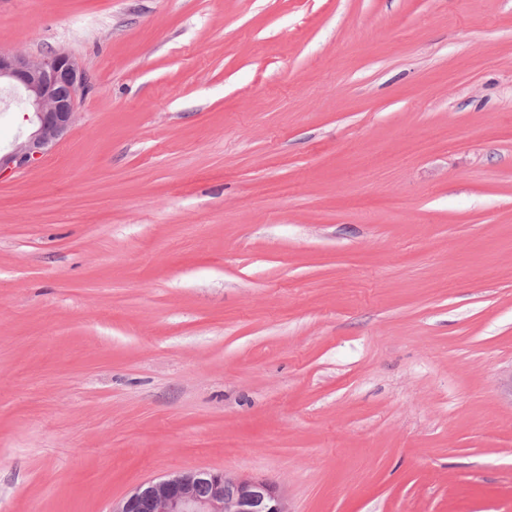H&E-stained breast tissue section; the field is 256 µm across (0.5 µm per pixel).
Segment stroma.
Masks as SVG:
<instances>
[{"instance_id":"35a3bbf8","label":"stroma","mask_w":512,"mask_h":512,"mask_svg":"<svg viewBox=\"0 0 512 512\" xmlns=\"http://www.w3.org/2000/svg\"><path fill=\"white\" fill-rule=\"evenodd\" d=\"M0 49L92 81L0 177V512H512V0H0ZM205 488L204 491L201 489ZM112 512H289L277 486L265 479L194 469L141 484Z\"/></svg>"}]
</instances>
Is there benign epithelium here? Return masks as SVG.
<instances>
[{"label": "benign epithelium", "mask_w": 512, "mask_h": 512, "mask_svg": "<svg viewBox=\"0 0 512 512\" xmlns=\"http://www.w3.org/2000/svg\"><path fill=\"white\" fill-rule=\"evenodd\" d=\"M11 85L28 122L4 152L0 176L24 169L52 149L76 119L80 92L91 79L66 52L39 56L0 50V81ZM112 512H289L274 484L255 477L194 469L141 484Z\"/></svg>", "instance_id": "benign-epithelium-1"}]
</instances>
